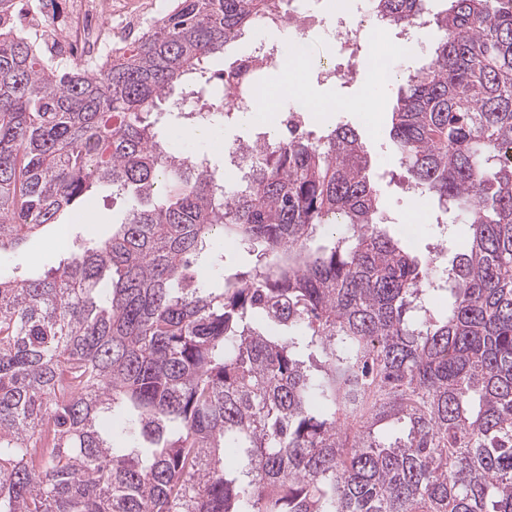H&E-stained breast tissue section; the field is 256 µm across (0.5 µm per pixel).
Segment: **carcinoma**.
Masks as SVG:
<instances>
[{
	"mask_svg": "<svg viewBox=\"0 0 512 512\" xmlns=\"http://www.w3.org/2000/svg\"><path fill=\"white\" fill-rule=\"evenodd\" d=\"M284 2L175 0L92 70L0 0V250L95 184L139 202L46 277L0 279V512H512V0H444L392 113L409 183L468 224L438 281L381 223L351 127L245 146L241 187L173 149L224 118L165 108L174 88L202 98ZM431 2L370 7L402 28ZM217 239L264 253L210 284ZM126 403L130 448L102 418ZM437 34L436 29L423 34L418 41V45L415 46L411 54L396 66L399 67L402 65L404 67L412 66L413 68H417L427 63L430 60L431 50L435 43Z\"/></svg>",
	"mask_w": 512,
	"mask_h": 512,
	"instance_id": "obj_1",
	"label": "carcinoma"
}]
</instances>
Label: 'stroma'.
Returning a JSON list of instances; mask_svg holds the SVG:
<instances>
[{
	"label": "stroma",
	"instance_id": "35a3bbf8",
	"mask_svg": "<svg viewBox=\"0 0 512 512\" xmlns=\"http://www.w3.org/2000/svg\"><path fill=\"white\" fill-rule=\"evenodd\" d=\"M112 33L121 39L140 35L151 22L152 0H112ZM312 10L317 20L303 35L279 33L276 36L282 56L301 53L309 60L308 68L286 73L272 70L266 72L263 81L272 89H279L281 82L306 87L314 100L323 103V111L314 113L313 121L306 128L312 137L324 131L346 125L361 136L371 157V176L378 184L382 216L388 228L401 239L407 249L421 258H429L434 244L444 247L437 260V268L451 265L454 258L467 248L469 231L461 223L441 226L435 223L431 199L405 193L400 184L404 174L400 166L399 153L390 137L391 112L396 103L401 78L386 83H376L373 73L374 61L370 55H359L354 60V75L348 83L323 78L321 68L336 64V48L327 26L333 7L330 0H319ZM376 85L380 104L369 111L348 109V102L358 100L364 89ZM252 125L242 121L240 115L226 117L223 125L213 127L207 139L190 136L180 137L178 149L192 150L207 156L213 164L223 165V146L248 138ZM127 203L121 198H112L110 192L91 194L87 205L72 217L67 226V237L71 248H80L90 231L104 232L108 223L122 218ZM55 227L30 236L13 252H0V278L35 277L58 267L63 254L53 241Z\"/></svg>",
	"mask_w": 512,
	"mask_h": 512
}]
</instances>
